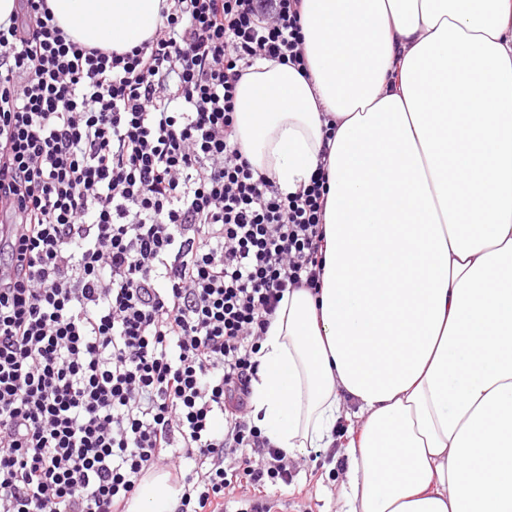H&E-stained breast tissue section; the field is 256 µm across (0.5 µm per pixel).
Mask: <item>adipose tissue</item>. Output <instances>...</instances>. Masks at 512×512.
<instances>
[{
	"label": "adipose tissue",
	"mask_w": 512,
	"mask_h": 512,
	"mask_svg": "<svg viewBox=\"0 0 512 512\" xmlns=\"http://www.w3.org/2000/svg\"><path fill=\"white\" fill-rule=\"evenodd\" d=\"M162 4L48 0L119 52ZM302 23L308 76L259 58L238 84L280 191L327 161L320 280L271 318L250 417L291 454L344 448L343 512H512V0H303ZM180 494L148 472L127 512Z\"/></svg>",
	"instance_id": "adipose-tissue-1"
}]
</instances>
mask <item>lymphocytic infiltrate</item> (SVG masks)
I'll return each mask as SVG.
<instances>
[{
  "label": "lymphocytic infiltrate",
  "mask_w": 512,
  "mask_h": 512,
  "mask_svg": "<svg viewBox=\"0 0 512 512\" xmlns=\"http://www.w3.org/2000/svg\"><path fill=\"white\" fill-rule=\"evenodd\" d=\"M125 52L46 0L0 24V512H176L288 482L248 418L284 294L316 287L326 171L279 191L243 156L256 58L306 73L302 0H170ZM181 489L172 482L170 473L150 471L141 481L127 512H174Z\"/></svg>",
  "instance_id": "obj_1"
}]
</instances>
